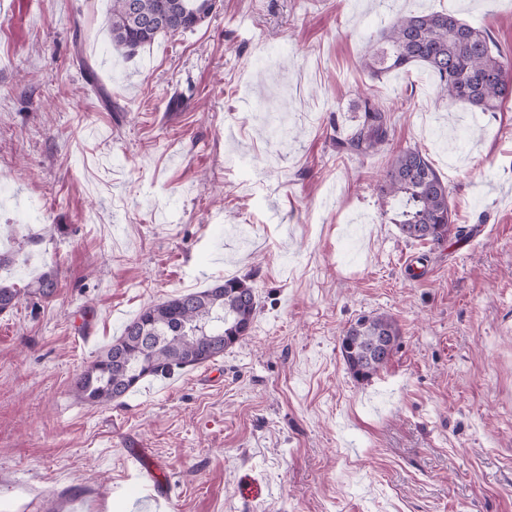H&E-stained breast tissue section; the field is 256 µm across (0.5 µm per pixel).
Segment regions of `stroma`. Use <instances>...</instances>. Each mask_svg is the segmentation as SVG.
<instances>
[{
	"mask_svg": "<svg viewBox=\"0 0 512 512\" xmlns=\"http://www.w3.org/2000/svg\"><path fill=\"white\" fill-rule=\"evenodd\" d=\"M111 6L0 0V280L58 277L0 314V512H132L133 448L169 512H512V102L475 119L420 67H365L409 13L512 52V0H222L131 57ZM368 97L389 148L339 150ZM414 146L453 189L439 245L405 239L376 187ZM229 277L258 296L244 341L76 399L143 307ZM370 313L400 336L360 380L340 336ZM131 459L137 463H141L143 452H133ZM142 473L145 482L149 483L154 491V494L147 500L151 505L158 507L162 503H171V492L168 485L162 484L158 479L159 465L153 464H142Z\"/></svg>",
	"mask_w": 512,
	"mask_h": 512,
	"instance_id": "35a3bbf8",
	"label": "stroma"
}]
</instances>
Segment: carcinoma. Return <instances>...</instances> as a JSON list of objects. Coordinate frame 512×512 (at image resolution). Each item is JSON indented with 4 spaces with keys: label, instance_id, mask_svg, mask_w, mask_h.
Listing matches in <instances>:
<instances>
[{
    "label": "carcinoma",
    "instance_id": "cac0c4a2",
    "mask_svg": "<svg viewBox=\"0 0 512 512\" xmlns=\"http://www.w3.org/2000/svg\"><path fill=\"white\" fill-rule=\"evenodd\" d=\"M206 0H112L108 27L112 45L132 56L161 36L192 30ZM366 67L372 76L418 65L437 81L441 98L476 112H496L512 98V57L489 32L448 12L402 15L368 44ZM390 118L384 106L364 104V121L339 148L361 155L389 141ZM379 191L391 204V223L412 241L440 244L452 224L451 191L427 154L417 147L398 150L388 163ZM56 275L46 272L23 288L0 283V314L25 297L50 300ZM258 299L247 280L232 277L196 292L150 304L121 336L75 379L73 393L87 403L107 405L147 378H168L203 366L249 336ZM399 336L385 313L363 315L344 330L340 351L349 373L368 379L390 362Z\"/></svg>",
    "mask_w": 512,
    "mask_h": 512
}]
</instances>
